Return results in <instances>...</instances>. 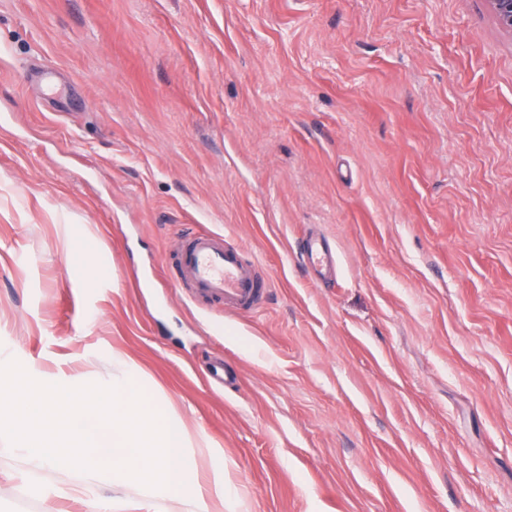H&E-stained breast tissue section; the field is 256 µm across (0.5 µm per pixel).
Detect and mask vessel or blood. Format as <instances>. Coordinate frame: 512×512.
I'll list each match as a JSON object with an SVG mask.
<instances>
[{
  "label": "vessel or blood",
  "instance_id": "obj_1",
  "mask_svg": "<svg viewBox=\"0 0 512 512\" xmlns=\"http://www.w3.org/2000/svg\"><path fill=\"white\" fill-rule=\"evenodd\" d=\"M300 257L316 280L336 269V251L322 236L303 239ZM177 282L191 285L198 297L250 311L264 297L269 280L259 275L258 260H245L242 249L224 236L197 233L187 237L177 254Z\"/></svg>",
  "mask_w": 512,
  "mask_h": 512
}]
</instances>
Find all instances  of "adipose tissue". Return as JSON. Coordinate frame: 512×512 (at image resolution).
I'll list each match as a JSON object with an SVG mask.
<instances>
[{
	"instance_id": "obj_1",
	"label": "adipose tissue",
	"mask_w": 512,
	"mask_h": 512,
	"mask_svg": "<svg viewBox=\"0 0 512 512\" xmlns=\"http://www.w3.org/2000/svg\"><path fill=\"white\" fill-rule=\"evenodd\" d=\"M139 367L112 354V378L86 386L80 376L38 385L12 378L0 402V455L25 457L31 471L65 468L73 490H112L107 512H246L233 486L235 462L205 433L190 434L179 418L159 412L136 387ZM214 479L201 485L197 457Z\"/></svg>"
}]
</instances>
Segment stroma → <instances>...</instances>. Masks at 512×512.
<instances>
[{"label":"stroma","mask_w":512,"mask_h":512,"mask_svg":"<svg viewBox=\"0 0 512 512\" xmlns=\"http://www.w3.org/2000/svg\"><path fill=\"white\" fill-rule=\"evenodd\" d=\"M190 231L261 262L260 310L175 287ZM116 350L250 512H512V34L485 0H0V372L91 386ZM26 470L0 458V512H103ZM300 258L312 271L317 281L336 270V250L321 235H310L302 240Z\"/></svg>","instance_id":"stroma-1"}]
</instances>
